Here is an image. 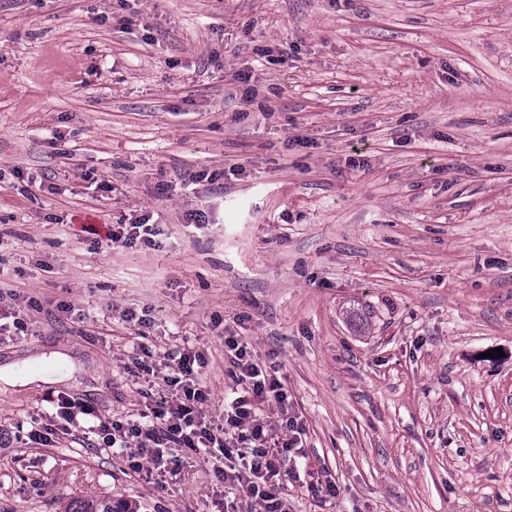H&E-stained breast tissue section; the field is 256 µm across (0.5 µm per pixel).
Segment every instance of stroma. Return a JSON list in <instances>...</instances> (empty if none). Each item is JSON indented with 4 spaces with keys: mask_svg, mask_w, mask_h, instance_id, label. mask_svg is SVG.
<instances>
[{
    "mask_svg": "<svg viewBox=\"0 0 512 512\" xmlns=\"http://www.w3.org/2000/svg\"><path fill=\"white\" fill-rule=\"evenodd\" d=\"M135 214L155 247L86 231ZM0 294L40 305L1 365L75 360L0 383V512H216L192 452L158 489L13 436L60 394L136 412L126 309L204 353L214 423L225 332L278 367L339 489L292 512H512V0H0ZM67 512H137V510L125 500L88 499L77 501Z\"/></svg>",
    "mask_w": 512,
    "mask_h": 512,
    "instance_id": "stroma-1",
    "label": "stroma"
}]
</instances>
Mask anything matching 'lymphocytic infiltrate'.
<instances>
[{"label": "lymphocytic infiltrate", "mask_w": 512, "mask_h": 512, "mask_svg": "<svg viewBox=\"0 0 512 512\" xmlns=\"http://www.w3.org/2000/svg\"><path fill=\"white\" fill-rule=\"evenodd\" d=\"M157 234L144 214L110 225L103 243L111 250L127 249L152 244ZM121 318L136 335L126 370L141 384L137 413L105 419L90 404L60 395L53 401L55 414L32 420L25 438L44 445L57 432L82 428L100 447L127 450L130 469L149 481L173 473L180 463L178 449L186 448L218 459L219 482L245 492L246 502L227 501L225 512H290L281 481L287 465L305 455L304 426L276 365L259 364L241 337L225 335L235 387L218 425L208 411L211 393L200 380L204 353L185 345L158 352L149 341L151 317L125 310Z\"/></svg>", "instance_id": "obj_1"}]
</instances>
